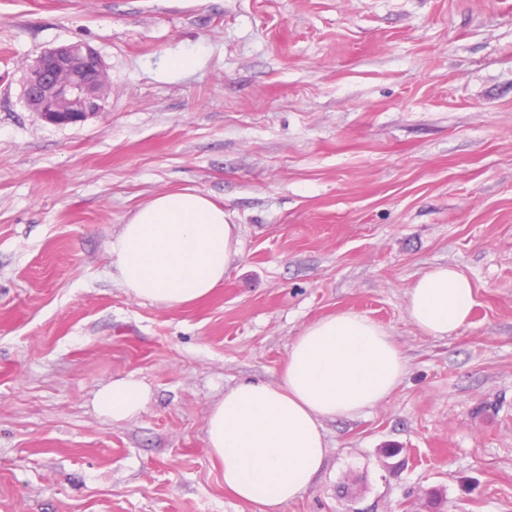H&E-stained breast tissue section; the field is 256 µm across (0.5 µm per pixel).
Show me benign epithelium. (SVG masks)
<instances>
[{
	"instance_id": "obj_1",
	"label": "benign epithelium",
	"mask_w": 512,
	"mask_h": 512,
	"mask_svg": "<svg viewBox=\"0 0 512 512\" xmlns=\"http://www.w3.org/2000/svg\"><path fill=\"white\" fill-rule=\"evenodd\" d=\"M108 91L106 66L91 45L61 44L28 66L24 97L44 122L66 127L101 114Z\"/></svg>"
}]
</instances>
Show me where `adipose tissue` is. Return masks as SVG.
I'll return each mask as SVG.
<instances>
[{
  "label": "adipose tissue",
  "mask_w": 512,
  "mask_h": 512,
  "mask_svg": "<svg viewBox=\"0 0 512 512\" xmlns=\"http://www.w3.org/2000/svg\"><path fill=\"white\" fill-rule=\"evenodd\" d=\"M239 247V227L223 206L187 188L140 206L111 255L129 294L179 307L220 287ZM473 304L470 280L448 266L424 272L407 294L410 320L433 337L458 332ZM405 371L392 337L368 317L342 311L311 323L292 344L280 383L234 386L212 406L207 449L225 489L262 512H279L312 488L325 465L324 420L381 403ZM148 400L142 384L123 379L100 389L95 402L118 422L135 417Z\"/></svg>",
  "instance_id": "ef3b65f1"
}]
</instances>
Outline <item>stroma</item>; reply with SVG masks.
<instances>
[{
  "instance_id": "obj_1",
  "label": "stroma",
  "mask_w": 512,
  "mask_h": 512,
  "mask_svg": "<svg viewBox=\"0 0 512 512\" xmlns=\"http://www.w3.org/2000/svg\"><path fill=\"white\" fill-rule=\"evenodd\" d=\"M76 42L107 65L105 109L46 124L25 67ZM175 53L200 63L172 73ZM182 188L241 252L167 308L110 247ZM441 265L474 305L434 338L407 293ZM345 310L406 371L324 420L325 466L281 512H512V0H0V512H262L225 491L210 408L278 384ZM119 379L150 398L115 422L93 400Z\"/></svg>"
}]
</instances>
